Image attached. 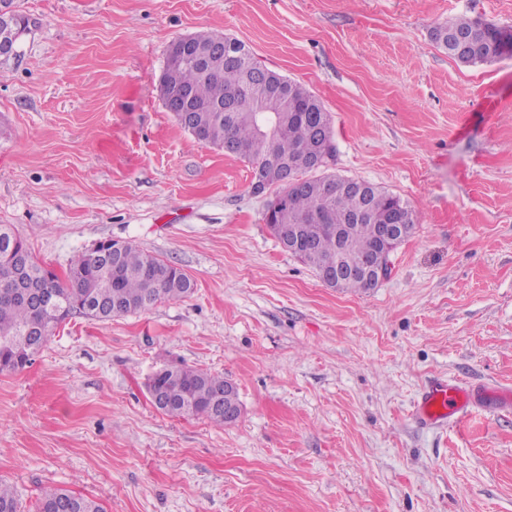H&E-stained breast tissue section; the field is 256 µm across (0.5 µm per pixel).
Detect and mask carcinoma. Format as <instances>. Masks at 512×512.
<instances>
[{
  "instance_id": "1",
  "label": "carcinoma",
  "mask_w": 512,
  "mask_h": 512,
  "mask_svg": "<svg viewBox=\"0 0 512 512\" xmlns=\"http://www.w3.org/2000/svg\"><path fill=\"white\" fill-rule=\"evenodd\" d=\"M512 29L480 18L462 15L432 30L433 40L448 56L465 65L492 62L505 54L504 37ZM196 46L214 47L229 42L237 55L219 54L220 73L206 74L189 54L167 51L162 87L167 97L186 92L198 111L190 113L183 129L200 144L217 149L230 142L243 147L231 157L249 163L261 186H279V205L267 226L285 232L297 231L306 247L298 254L315 273L336 266V258L360 260L380 246V226L400 216L417 215L407 201L376 186L367 192L347 188L336 174L304 179L295 187L286 181L289 164L313 155L324 137L332 136V119L321 100L301 84L255 64L238 40L213 32L191 36ZM235 112H224L228 99ZM274 127L273 135L260 133L258 121ZM336 180V191L326 194L323 181ZM345 225L340 238L331 228ZM28 251L25 241L10 224H0V373L22 369L36 350L23 345V332L39 322L46 335L75 315L106 322L121 315L147 311L160 302H178L194 291V282L180 268L127 242L115 258L96 259L90 251L76 255L65 276L29 257L30 277L57 302L60 311L41 312L31 303L10 297L9 272L3 259L13 251ZM343 291L365 292L373 288L362 274H349L340 283ZM159 388L175 394V405L166 410L174 417H203L217 425L224 415L211 401L212 392L224 386V377L183 363L152 376ZM0 512H21L14 488L0 482ZM37 512H104L96 501L65 489L42 493Z\"/></svg>"
}]
</instances>
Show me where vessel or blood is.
Masks as SVG:
<instances>
[{"instance_id": "b4317fda", "label": "vessel or blood", "mask_w": 512, "mask_h": 512, "mask_svg": "<svg viewBox=\"0 0 512 512\" xmlns=\"http://www.w3.org/2000/svg\"><path fill=\"white\" fill-rule=\"evenodd\" d=\"M478 396V391L466 384L436 380L422 392L413 415L425 426L457 423L469 416Z\"/></svg>"}]
</instances>
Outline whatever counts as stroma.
<instances>
[{
	"label": "stroma",
	"mask_w": 512,
	"mask_h": 512,
	"mask_svg": "<svg viewBox=\"0 0 512 512\" xmlns=\"http://www.w3.org/2000/svg\"><path fill=\"white\" fill-rule=\"evenodd\" d=\"M33 25L0 59V224L57 273L130 242L195 283L180 302L60 324L0 373V480L21 512L63 488L106 512H512V412L420 427L436 378L512 388V54L464 66L458 15L512 0H13ZM242 42L332 118L333 172L400 196L412 236L371 290L327 287L264 221L249 163L164 107L167 48ZM182 362L241 415L172 417L147 390Z\"/></svg>",
	"instance_id": "obj_1"
}]
</instances>
